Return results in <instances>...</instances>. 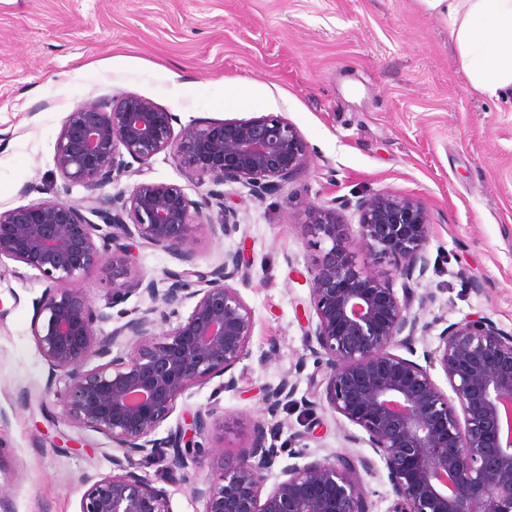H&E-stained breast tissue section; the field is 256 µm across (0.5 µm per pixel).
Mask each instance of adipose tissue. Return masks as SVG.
Segmentation results:
<instances>
[{"mask_svg":"<svg viewBox=\"0 0 512 512\" xmlns=\"http://www.w3.org/2000/svg\"><path fill=\"white\" fill-rule=\"evenodd\" d=\"M444 18L457 64L477 92L512 94V0H420Z\"/></svg>","mask_w":512,"mask_h":512,"instance_id":"ef3b65f1","label":"adipose tissue"}]
</instances>
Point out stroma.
Here are the masks:
<instances>
[{
	"instance_id": "1",
	"label": "stroma",
	"mask_w": 512,
	"mask_h": 512,
	"mask_svg": "<svg viewBox=\"0 0 512 512\" xmlns=\"http://www.w3.org/2000/svg\"><path fill=\"white\" fill-rule=\"evenodd\" d=\"M133 94L174 113L176 129L286 118L311 150L308 166L261 196L224 187L240 230L223 236L219 209L197 226L195 264L209 270L242 249L250 274L240 292L254 314L249 354L220 378L187 390L156 430L164 438L190 414L219 404L222 447L182 470L144 462L60 414L52 376L32 335L46 283L12 260L0 271V442L10 464L0 492L11 512H78L84 476L111 475L115 461L166 491L171 512H204L194 484L234 459L262 421L280 454L270 473L307 456L372 457L360 427L327 404L324 362L306 348L309 281L323 249L305 223L315 204L356 222L358 202L383 193L423 202L429 221L426 274L411 281V312L430 324L411 358L424 362L445 326L478 316L512 331V97L473 90L455 61L443 20L419 0H0V211L45 200L75 202L54 156L65 117L88 100ZM174 182L192 199L210 180L182 176L171 152L138 179ZM120 325L149 307L113 301L108 282L84 285ZM295 388L277 416L264 392Z\"/></svg>"
}]
</instances>
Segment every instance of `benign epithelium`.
Returning a JSON list of instances; mask_svg holds the SVG:
<instances>
[{
  "label": "benign epithelium",
  "instance_id": "obj_1",
  "mask_svg": "<svg viewBox=\"0 0 512 512\" xmlns=\"http://www.w3.org/2000/svg\"><path fill=\"white\" fill-rule=\"evenodd\" d=\"M176 116L126 95L108 104L85 101L66 117L55 165L66 188L87 191L77 203L45 200L0 211V263L37 270L48 282L36 301L32 333L52 370L67 377L61 414L78 428L101 433L146 461L162 455L182 468L224 435L217 407L195 413L188 427L153 438L191 387L232 370L247 354L254 314L235 279L244 283L240 252H224L210 272L193 263L192 236L213 204L224 213V235L239 229L219 187L240 183L253 193L288 181L310 161L297 128L280 115L242 122L189 125L174 134ZM166 150L184 175L207 176L215 188L198 200L171 182L141 181L128 191L105 186ZM358 222L336 209L309 205L307 225L329 243L310 279L316 323L308 345L328 357V406L367 435L384 463L393 496L390 512H512V332L483 317L449 324L438 334L429 369L393 350L411 349L419 319L410 310L409 282L427 270L429 224L416 200L383 194L360 202ZM95 216V223L89 216ZM187 264L163 278H131L134 242ZM394 259L404 281L398 298L388 278L357 263L351 246ZM100 275L112 281V302L141 292L152 306L106 332L111 316L91 305L76 284ZM190 314L171 318L188 301ZM167 329L156 333L158 325ZM93 357L107 362L85 368ZM294 387L284 381L265 393L276 416ZM275 429L259 423L250 445L194 487L205 512H370L359 470L370 459L311 457L281 470L265 490L278 454L267 444ZM118 472L86 478L79 512H170L164 490L117 464Z\"/></svg>",
  "mask_w": 512,
  "mask_h": 512
}]
</instances>
